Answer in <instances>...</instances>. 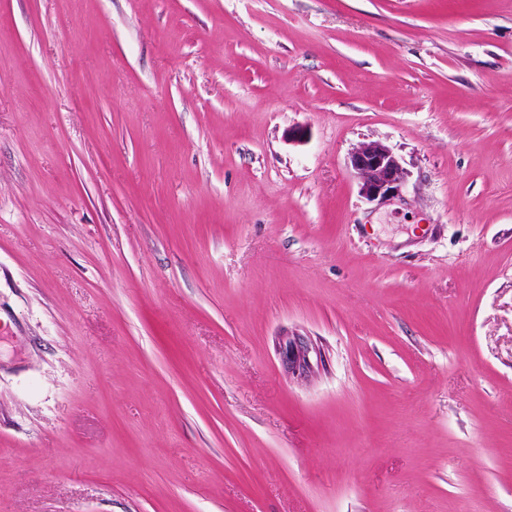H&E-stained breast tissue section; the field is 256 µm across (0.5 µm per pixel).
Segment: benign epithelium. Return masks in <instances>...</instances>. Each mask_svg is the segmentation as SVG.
Returning a JSON list of instances; mask_svg holds the SVG:
<instances>
[{
	"label": "benign epithelium",
	"mask_w": 512,
	"mask_h": 512,
	"mask_svg": "<svg viewBox=\"0 0 512 512\" xmlns=\"http://www.w3.org/2000/svg\"><path fill=\"white\" fill-rule=\"evenodd\" d=\"M350 167L361 181V193L370 202L386 201L401 194L405 171L392 150L381 143L363 144L350 155ZM310 348L299 344L291 348L292 368L309 369Z\"/></svg>",
	"instance_id": "benign-epithelium-1"
}]
</instances>
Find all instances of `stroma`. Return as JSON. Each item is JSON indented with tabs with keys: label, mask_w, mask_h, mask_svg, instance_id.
Wrapping results in <instances>:
<instances>
[{
	"label": "stroma",
	"mask_w": 512,
	"mask_h": 512,
	"mask_svg": "<svg viewBox=\"0 0 512 512\" xmlns=\"http://www.w3.org/2000/svg\"><path fill=\"white\" fill-rule=\"evenodd\" d=\"M0 512H512V0H0ZM349 162L361 181V193L368 201H386L401 194L405 171L386 145L363 144L351 153Z\"/></svg>",
	"instance_id": "obj_1"
}]
</instances>
